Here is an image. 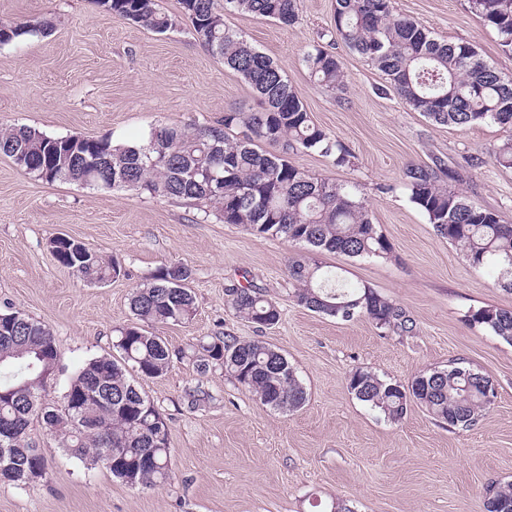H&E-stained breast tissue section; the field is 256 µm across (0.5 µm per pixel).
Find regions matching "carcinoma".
I'll use <instances>...</instances> for the list:
<instances>
[{
  "mask_svg": "<svg viewBox=\"0 0 512 512\" xmlns=\"http://www.w3.org/2000/svg\"><path fill=\"white\" fill-rule=\"evenodd\" d=\"M104 11L153 33L164 34L177 19L157 0H97ZM299 0H179L195 40L224 61L257 94L254 112L231 111L217 125L161 127V138L148 137L115 145L110 137H51L28 126L0 129V154L28 174L48 182H77L98 190L126 188L153 197L183 200L226 224H242L253 233L304 244L315 251L351 258L392 254L387 238L372 223L354 188L317 177L294 165L288 155L316 151L338 167L355 166V156L327 130L314 124L282 70L225 23L228 13L250 14L284 25L295 22ZM469 7L512 49V0H469ZM13 38L43 36L49 19L0 21ZM334 36L375 65L407 107L446 126L493 122L512 131V78L502 75L467 44L435 39L422 23L394 13L392 0H335ZM319 85H344L345 72L336 55L314 47L303 57ZM237 127L243 136L232 135ZM272 147L265 150L261 144ZM492 162L512 169V134L489 152ZM409 200L426 217L435 234L454 245L474 268L497 273L498 286L512 293V224L453 189L455 172L441 160L406 168ZM57 262L90 283L121 274L84 243L64 245ZM287 277L291 297L300 306L350 322L367 318L383 332L412 331L402 308L369 285L348 286L313 259L291 257ZM192 270L175 265L159 270L152 281L133 290L134 320L116 329L113 346L121 361L91 359L71 378L58 406L43 401L57 355L49 329L12 311L0 312V469L10 481L26 484L46 471V460L31 441L28 428L41 416L67 454L83 464L102 465L126 481L153 487L170 478L169 426L154 404L127 378L137 372L164 376L171 351L157 328L186 322L195 315L187 288ZM227 305L240 319L261 329L276 326L279 305L252 284L225 289ZM468 321L512 344V310L485 306ZM196 371L218 367L252 392L265 406L293 411L306 400L305 388L287 358L268 343L241 340L225 333L194 345ZM348 391L360 402L396 423L411 406L424 408L450 428L475 426L493 404L492 379L462 359L448 367L415 375L406 384L361 367L347 378ZM113 448L122 450L109 459ZM485 512H512V483L492 490Z\"/></svg>",
  "mask_w": 512,
  "mask_h": 512,
  "instance_id": "carcinoma-1",
  "label": "carcinoma"
}]
</instances>
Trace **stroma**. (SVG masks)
<instances>
[{
  "label": "stroma",
  "mask_w": 512,
  "mask_h": 512,
  "mask_svg": "<svg viewBox=\"0 0 512 512\" xmlns=\"http://www.w3.org/2000/svg\"><path fill=\"white\" fill-rule=\"evenodd\" d=\"M158 3L178 18L164 34L95 0H0L2 21L55 23L48 36L0 45V127L131 141L160 125H212L228 110L257 107L255 92L194 39L178 0ZM393 3L397 15L437 39L474 47L512 76V51L467 0ZM333 4L300 0L291 25L240 13L226 23L278 64L312 121L355 157L351 168L316 152L292 154L291 162L355 186L393 248L389 259L319 252L316 260L401 307L413 333L385 334L368 319L338 321L289 299L286 260L304 247L202 219L182 202L48 182L0 155V312L50 328L58 359L46 403H60L90 359L117 356L115 330L133 319L131 293L160 269L191 268L196 306L191 321L159 329L174 354L167 374L136 380L167 420L170 479L132 486L102 466L76 462L37 418L30 438L47 459L46 473L23 486L0 480V512H315L338 500L352 512H484L489 489L512 482V344L467 320L484 306L512 308V295L496 286L493 271L471 267L434 233L405 186L409 164L442 159L456 172L458 191L512 223V170L485 159L504 131L491 122L439 125L385 92L381 71L330 41ZM315 45L342 61V88L312 78L303 56ZM470 155L483 164L469 167ZM60 234L118 263L122 276L89 284L61 267L48 247ZM244 278L280 305L278 325L259 330L227 307L226 288ZM224 333L266 341L286 356L305 386L303 406L270 409L220 369L198 376L191 344ZM457 358L488 374L497 391L469 429L447 428L416 405L400 422L387 421L347 388L358 367L406 383ZM195 385L211 399L192 407L185 391Z\"/></svg>",
  "instance_id": "35a3bbf8"
}]
</instances>
